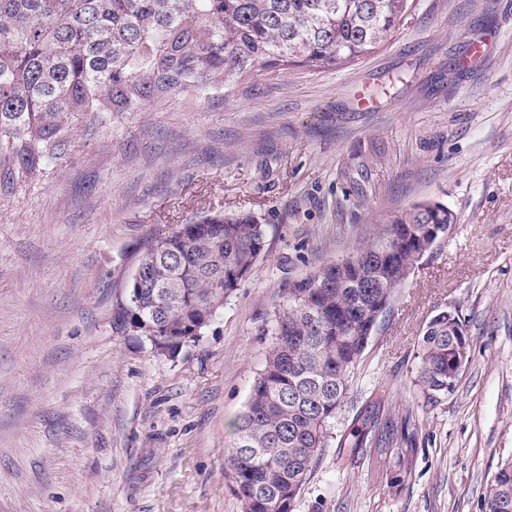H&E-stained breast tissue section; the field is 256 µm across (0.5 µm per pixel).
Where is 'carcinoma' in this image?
<instances>
[{"label":"carcinoma","instance_id":"obj_1","mask_svg":"<svg viewBox=\"0 0 512 512\" xmlns=\"http://www.w3.org/2000/svg\"><path fill=\"white\" fill-rule=\"evenodd\" d=\"M410 0H0V157L30 178L61 159L68 118L93 125L148 102L244 81L257 64L336 69L374 53ZM419 203L346 257L288 283L270 317L263 368L233 422L227 459L245 512H292L330 447L375 322L374 306L405 282L412 232L454 224ZM254 216H206L159 235L119 308L123 329L149 342H198L266 251ZM457 337L437 314L420 339L415 386L448 396ZM484 512H512V457L487 484Z\"/></svg>","mask_w":512,"mask_h":512}]
</instances>
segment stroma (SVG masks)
Masks as SVG:
<instances>
[{
    "label": "stroma",
    "mask_w": 512,
    "mask_h": 512,
    "mask_svg": "<svg viewBox=\"0 0 512 512\" xmlns=\"http://www.w3.org/2000/svg\"><path fill=\"white\" fill-rule=\"evenodd\" d=\"M69 128L39 179L0 165V512H243L225 450L288 281L426 201L457 222L379 318L294 512H482L512 455V0H412L357 63ZM217 214L266 224V253L156 354L115 323L143 247ZM448 309L469 360L432 403L418 341ZM379 418L407 463L359 445Z\"/></svg>",
    "instance_id": "35a3bbf8"
}]
</instances>
